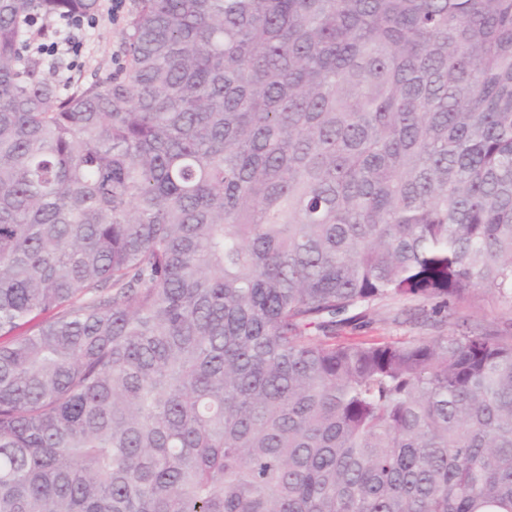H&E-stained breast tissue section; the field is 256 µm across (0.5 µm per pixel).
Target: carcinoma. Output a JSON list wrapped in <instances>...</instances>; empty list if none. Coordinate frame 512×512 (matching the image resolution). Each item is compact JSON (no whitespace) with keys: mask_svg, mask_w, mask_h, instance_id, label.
<instances>
[{"mask_svg":"<svg viewBox=\"0 0 512 512\" xmlns=\"http://www.w3.org/2000/svg\"><path fill=\"white\" fill-rule=\"evenodd\" d=\"M0 0V512H512V0H139L64 95ZM461 311L478 329L512 332V306L481 291L473 299L472 306H464ZM419 302H382L368 309H357L349 315L363 311L364 317L358 319L354 324L336 330V336L344 338L383 339L396 340L408 338V336H434L441 334H452L455 326L448 322L438 328L421 319L415 320L414 309Z\"/></svg>","mask_w":512,"mask_h":512,"instance_id":"obj_1","label":"carcinoma"}]
</instances>
